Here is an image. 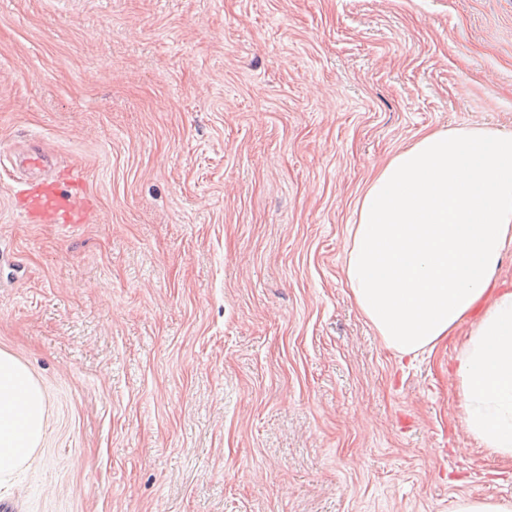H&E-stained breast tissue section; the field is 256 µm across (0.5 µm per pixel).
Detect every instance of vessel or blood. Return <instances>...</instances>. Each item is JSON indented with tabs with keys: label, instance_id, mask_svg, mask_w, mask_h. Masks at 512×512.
<instances>
[{
	"label": "vessel or blood",
	"instance_id": "obj_1",
	"mask_svg": "<svg viewBox=\"0 0 512 512\" xmlns=\"http://www.w3.org/2000/svg\"><path fill=\"white\" fill-rule=\"evenodd\" d=\"M72 189L60 187L51 179L23 183L16 200L27 218L41 224H82L86 221L84 200L75 192L80 184L78 172H71Z\"/></svg>",
	"mask_w": 512,
	"mask_h": 512
}]
</instances>
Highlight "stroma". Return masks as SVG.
Returning a JSON list of instances; mask_svg holds the SVG:
<instances>
[{"label":"stroma","instance_id":"35a3bbf8","mask_svg":"<svg viewBox=\"0 0 512 512\" xmlns=\"http://www.w3.org/2000/svg\"><path fill=\"white\" fill-rule=\"evenodd\" d=\"M512 131V0H0V351L47 399L15 512H454L469 324L400 360L346 226L438 128ZM81 167L31 224L16 156ZM16 200L30 222L41 224H84L86 208L77 192L60 187L55 180L23 183Z\"/></svg>","mask_w":512,"mask_h":512}]
</instances>
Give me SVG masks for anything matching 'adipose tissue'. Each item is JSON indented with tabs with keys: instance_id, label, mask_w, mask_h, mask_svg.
Returning <instances> with one entry per match:
<instances>
[{
	"instance_id": "adipose-tissue-1",
	"label": "adipose tissue",
	"mask_w": 512,
	"mask_h": 512,
	"mask_svg": "<svg viewBox=\"0 0 512 512\" xmlns=\"http://www.w3.org/2000/svg\"><path fill=\"white\" fill-rule=\"evenodd\" d=\"M344 272L360 313L400 357L436 348L463 321L455 361L463 426L512 458V132L438 129L384 161L357 200ZM45 394L0 353V484L45 434Z\"/></svg>"
}]
</instances>
